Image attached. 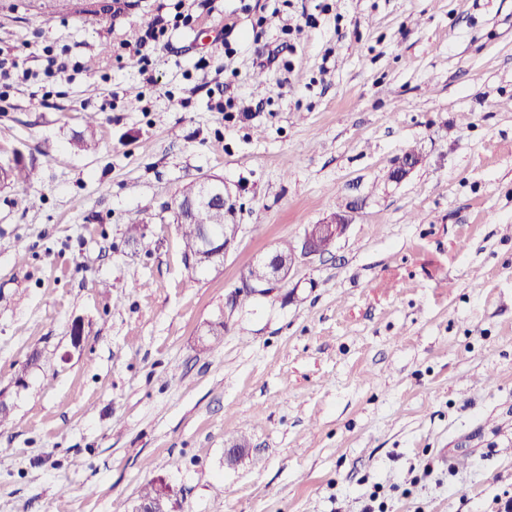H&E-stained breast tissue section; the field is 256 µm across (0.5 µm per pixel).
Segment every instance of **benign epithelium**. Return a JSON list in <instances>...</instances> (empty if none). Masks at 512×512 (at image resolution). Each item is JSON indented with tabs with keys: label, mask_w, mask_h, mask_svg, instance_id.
I'll use <instances>...</instances> for the list:
<instances>
[{
	"label": "benign epithelium",
	"mask_w": 512,
	"mask_h": 512,
	"mask_svg": "<svg viewBox=\"0 0 512 512\" xmlns=\"http://www.w3.org/2000/svg\"><path fill=\"white\" fill-rule=\"evenodd\" d=\"M420 164V157L403 155L395 161L390 171V179L394 182H400L407 178ZM232 203H234L232 193L224 185V182L211 177H203L197 182L195 196L191 201V205L198 208L217 206L227 208ZM348 225V217L341 213L333 214L319 224L310 225L301 239L299 251L292 252L286 258L280 257L275 251L258 258L255 264L268 269L267 280L256 282L247 276L244 278L243 287L256 292L285 280L298 258L323 255V252L316 246L317 237L323 236L333 242L345 233ZM240 231L241 225L224 222V241L219 242L210 235H205L199 254L193 259H188V266L195 267L207 262L214 264L222 260L234 247ZM156 485L159 497L155 505L146 507L137 504L134 506L133 512H171L163 506V502L169 499L172 486L161 478L156 480Z\"/></svg>",
	"instance_id": "1"
}]
</instances>
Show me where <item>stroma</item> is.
<instances>
[{
    "instance_id": "obj_1",
    "label": "stroma",
    "mask_w": 512,
    "mask_h": 512,
    "mask_svg": "<svg viewBox=\"0 0 512 512\" xmlns=\"http://www.w3.org/2000/svg\"><path fill=\"white\" fill-rule=\"evenodd\" d=\"M173 2L0 0L19 64L0 148L37 167L0 188V512H112L158 477L177 512H503L512 0H184L195 22L141 72L126 46ZM88 112L93 154L73 145ZM410 149L422 164L389 181ZM202 176L243 229L200 273L164 205ZM339 210L330 254L244 289ZM36 349L50 362L26 369Z\"/></svg>"
}]
</instances>
